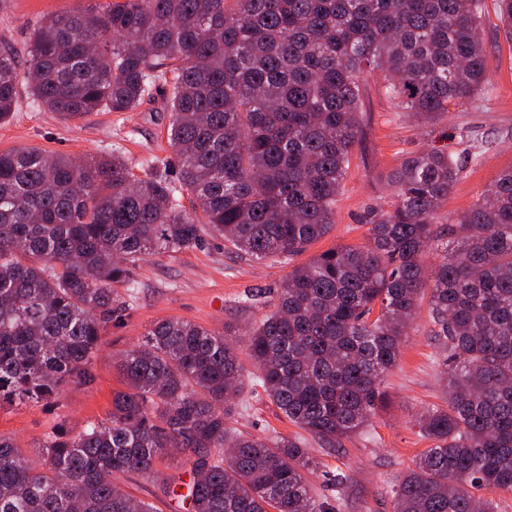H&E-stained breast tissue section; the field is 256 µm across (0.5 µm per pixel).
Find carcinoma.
I'll return each mask as SVG.
<instances>
[{
  "label": "carcinoma",
  "mask_w": 512,
  "mask_h": 512,
  "mask_svg": "<svg viewBox=\"0 0 512 512\" xmlns=\"http://www.w3.org/2000/svg\"><path fill=\"white\" fill-rule=\"evenodd\" d=\"M512 41V0H496ZM483 0H106L48 16L25 62L0 47V124L26 89L64 120L132 112L170 87L175 177H138L120 157L80 163L38 148L0 152V406H50L93 382L92 360L132 310L137 264L197 247L204 231L260 261L293 260L332 229L359 141L360 83L422 124L487 83ZM465 165L419 150L391 172V209H373L364 247L294 267L274 309L241 338L260 387L290 422L328 444L361 431L377 380L430 290L446 406L416 419L433 442L394 492V512H495L482 489L512 491V169L448 224L441 201ZM193 194L199 224L180 203ZM126 286V293L116 286ZM124 389L100 422L57 425L42 456L0 434V512H154L117 482L150 476L168 449L188 456L186 512H331L295 439L228 423L244 366L221 333L156 322L118 364Z\"/></svg>",
  "instance_id": "carcinoma-1"
}]
</instances>
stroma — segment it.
I'll return each mask as SVG.
<instances>
[{"instance_id": "35a3bbf8", "label": "stroma", "mask_w": 512, "mask_h": 512, "mask_svg": "<svg viewBox=\"0 0 512 512\" xmlns=\"http://www.w3.org/2000/svg\"><path fill=\"white\" fill-rule=\"evenodd\" d=\"M98 0H0V43L25 54L38 21L53 13L96 8ZM480 38L490 89L472 103L451 109L436 125H423L385 94L382 73L361 84L362 135L347 168L331 232L297 256L305 263L337 246L368 242L365 217L371 208L389 206L393 189L388 176L400 160L428 146H447L468 157L461 179L442 201L440 224L468 210L497 176L512 168V41L496 13L495 0H484ZM170 113L153 95L132 112H97L65 121L22 95L12 121L0 125V152L36 147L78 158L121 153L137 176L174 171L176 161L167 139ZM291 266L269 259L249 260L222 237L203 234L199 245L180 253H161L136 270L133 310L124 325L109 328L92 365L94 382L64 388L49 408L15 405L0 409V434L11 436L29 458H37L45 435L58 423L80 432L91 421L107 419L112 394L123 387L117 370L121 355L144 337L153 324L174 318L222 333H240L276 302V290ZM429 292H422L401 355L384 373L369 426L328 445L299 429L280 412L261 388L246 387L241 401L230 407L228 421L238 431L258 438H300L321 466L308 474L313 495L335 512H393L394 490L418 455L430 448L414 420L424 409L443 404L445 390L438 362L441 345L433 336ZM344 474L343 488L333 478ZM189 480L179 452L165 457L151 477L125 478L124 488L153 504L156 512H183L177 499L165 495L170 478Z\"/></svg>"}]
</instances>
